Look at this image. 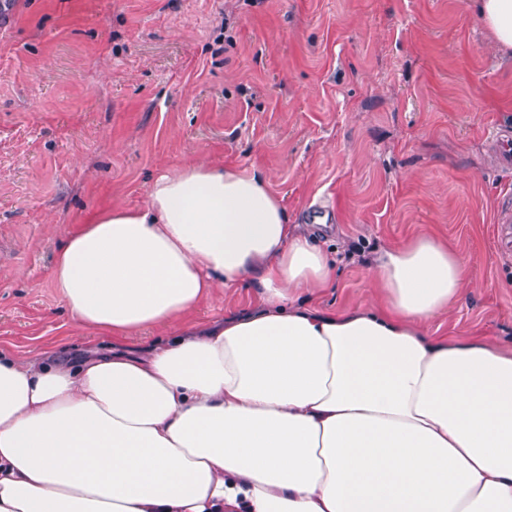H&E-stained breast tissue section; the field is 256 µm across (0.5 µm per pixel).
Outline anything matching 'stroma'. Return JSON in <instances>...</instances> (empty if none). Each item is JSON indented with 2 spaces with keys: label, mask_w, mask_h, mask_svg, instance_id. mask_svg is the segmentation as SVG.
Here are the masks:
<instances>
[{
  "label": "stroma",
  "mask_w": 512,
  "mask_h": 512,
  "mask_svg": "<svg viewBox=\"0 0 512 512\" xmlns=\"http://www.w3.org/2000/svg\"><path fill=\"white\" fill-rule=\"evenodd\" d=\"M0 19V346L139 352L78 325L51 279L92 213L141 207L188 158L263 174L336 252L310 305L378 303L363 257L427 233L469 265L433 336L512 346V62L465 0H14ZM259 303L219 290L189 316Z\"/></svg>",
  "instance_id": "obj_1"
}]
</instances>
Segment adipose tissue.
<instances>
[{"label":"adipose tissue","mask_w":512,"mask_h":512,"mask_svg":"<svg viewBox=\"0 0 512 512\" xmlns=\"http://www.w3.org/2000/svg\"><path fill=\"white\" fill-rule=\"evenodd\" d=\"M512 58V0H469ZM335 259L257 172L187 159L51 271L85 328L172 326L137 354L0 348V512H512V350L427 335L467 262L420 234L367 266L384 305L326 312ZM261 305L181 324L220 288Z\"/></svg>","instance_id":"adipose-tissue-1"}]
</instances>
